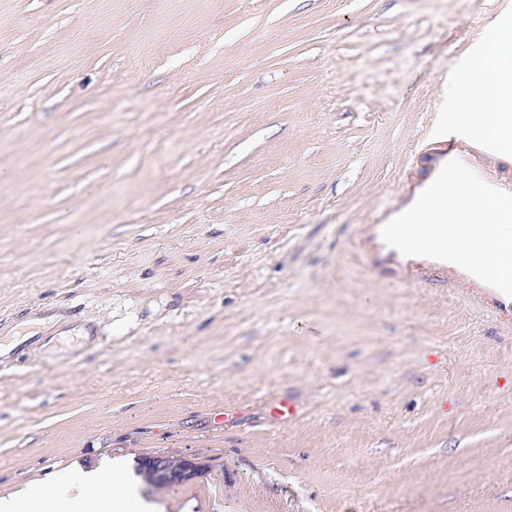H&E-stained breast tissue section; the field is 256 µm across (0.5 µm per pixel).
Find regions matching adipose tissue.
<instances>
[{
  "mask_svg": "<svg viewBox=\"0 0 512 512\" xmlns=\"http://www.w3.org/2000/svg\"><path fill=\"white\" fill-rule=\"evenodd\" d=\"M452 88L464 122L512 150V30L475 56L458 74ZM128 485L119 477L91 469L67 481L34 486L15 501L13 512H90L89 501L105 504L108 512H130Z\"/></svg>",
  "mask_w": 512,
  "mask_h": 512,
  "instance_id": "ef3b65f1",
  "label": "adipose tissue"
}]
</instances>
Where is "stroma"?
<instances>
[{"mask_svg": "<svg viewBox=\"0 0 512 512\" xmlns=\"http://www.w3.org/2000/svg\"><path fill=\"white\" fill-rule=\"evenodd\" d=\"M495 0H0V500L198 456L153 512H512V322L379 264ZM296 408L276 420V399ZM232 411L230 423L218 422Z\"/></svg>", "mask_w": 512, "mask_h": 512, "instance_id": "35a3bbf8", "label": "stroma"}]
</instances>
